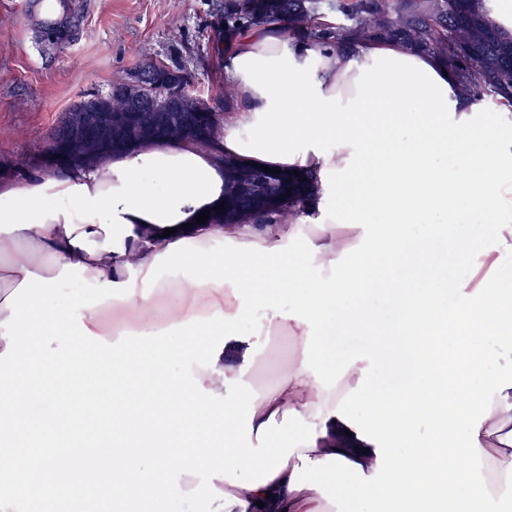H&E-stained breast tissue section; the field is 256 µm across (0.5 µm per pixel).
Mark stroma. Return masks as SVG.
Instances as JSON below:
<instances>
[{
	"label": "stroma",
	"instance_id": "1",
	"mask_svg": "<svg viewBox=\"0 0 512 512\" xmlns=\"http://www.w3.org/2000/svg\"><path fill=\"white\" fill-rule=\"evenodd\" d=\"M84 18L78 40L63 49L41 44L26 12V0H0V160L26 159L43 152L59 115L87 95L107 91L112 83L134 69L142 55L171 63L184 61L194 72V93L215 102L224 88V62L212 55L216 41L214 22L219 0H79ZM489 234L479 211L468 210L465 220L452 225L449 237L433 242L432 265L448 281L472 276V268L456 260L483 243ZM390 291L342 295L323 322L318 336L322 349L317 363L324 373L368 346L354 325L358 310L374 313L387 323L396 314L400 288L407 285L403 262L383 266ZM254 362L248 376L252 389L275 382L294 357V340L282 336L271 345L268 333L249 336ZM475 352L485 363L472 374V387H480L487 375L512 374V342L475 336ZM414 382L413 373L393 357L374 360L361 391L349 401L351 417L363 427L372 421L364 410L369 394L391 387L395 380Z\"/></svg>",
	"mask_w": 512,
	"mask_h": 512
}]
</instances>
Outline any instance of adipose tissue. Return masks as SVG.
<instances>
[{"mask_svg": "<svg viewBox=\"0 0 512 512\" xmlns=\"http://www.w3.org/2000/svg\"><path fill=\"white\" fill-rule=\"evenodd\" d=\"M225 74L241 106L224 130V151L245 163L313 174L320 204L289 224L248 223L233 233L201 224L203 210L224 198V165L192 140L148 144L111 156L100 168L62 176L0 181V322L11 314L5 299L27 273L53 278L64 265L84 266L86 279L135 278L126 306L140 332L184 322L178 308L154 297L163 287L161 265L196 266L198 275L178 282L180 295L229 286L267 302L269 290L289 284L293 307L272 309L269 323L298 340L288 373L254 403L253 426L273 413L294 409L315 426L316 443L295 448L288 463L254 489L215 480L235 496L228 512H323L326 502L378 493L377 512H480L495 489H512V438L496 437L512 423V375L493 374L476 390L453 380L433 342L438 330L461 324L488 337L512 336V280L457 281L459 307H449L427 261L430 238L462 220L461 203L483 214L490 234L469 253L480 268L491 254L512 255V180L501 163L512 161V129L489 125L477 106L461 99L454 79L430 54L411 52L394 40L329 48L289 43L282 24L240 33L226 55ZM463 140L464 161L455 173L437 166L436 150ZM59 206H45L46 195ZM336 201L327 210L324 201ZM423 224L426 237L409 240L405 227ZM315 229L304 237L306 226ZM224 250H213L217 241ZM138 254L128 267V254ZM405 260L408 291L393 328L361 319L370 349L349 357L333 375L315 356L318 329L344 288H379L375 268L389 256ZM401 338L417 363L423 385L365 408L375 427L350 418L349 394L357 393L374 358ZM432 440H424L421 421ZM465 426V444L455 431ZM496 444H489V437ZM414 452L395 454L397 445ZM492 460L494 485L466 483L449 505L433 499L424 471L469 467Z\"/></svg>", "mask_w": 512, "mask_h": 512, "instance_id": "adipose-tissue-1", "label": "adipose tissue"}]
</instances>
